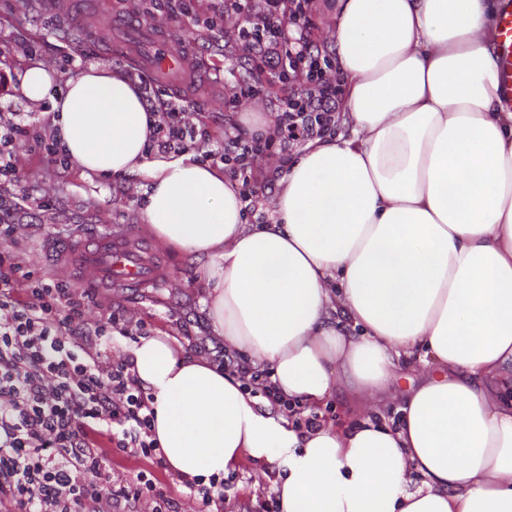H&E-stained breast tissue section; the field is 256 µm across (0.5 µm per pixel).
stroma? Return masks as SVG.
I'll list each match as a JSON object with an SVG mask.
<instances>
[{
  "mask_svg": "<svg viewBox=\"0 0 512 512\" xmlns=\"http://www.w3.org/2000/svg\"><path fill=\"white\" fill-rule=\"evenodd\" d=\"M147 4L159 23H171L175 36L186 38V51L200 60L201 86L194 111L207 120L223 121L224 87L250 82L252 61L223 41L197 40L188 18L168 19L166 0H147ZM127 36V29L118 24L101 41L86 43L64 15L62 0H0V113H19L27 129L9 146L16 158L14 175L0 177V205L10 208L13 223L20 226L18 242L0 239V253L18 251L25 266L48 272L41 255L44 240L70 236L78 224H132L144 234L152 232L142 218L146 184L142 176L104 179L72 163L53 162L34 141L38 135L51 141V104L65 92L68 80L88 66L135 72V64L118 50ZM35 62L55 72L48 92L37 103L22 96L18 80L19 73ZM25 193L30 199L23 204L19 198ZM161 253L170 276L169 287L143 294L113 289L98 298L89 319L113 315L130 325H142L146 335L168 334L187 351L224 362V343L210 332L208 290L196 278V261L167 247ZM272 469L270 463L245 459L240 470L224 479V502L219 512H278L271 488L255 486L256 480ZM144 470L152 472L158 487L176 502L177 512H195L196 499L179 475L150 459L113 451V483H130Z\"/></svg>",
  "mask_w": 512,
  "mask_h": 512,
  "instance_id": "1",
  "label": "stroma"
}]
</instances>
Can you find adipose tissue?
<instances>
[{"mask_svg": "<svg viewBox=\"0 0 512 512\" xmlns=\"http://www.w3.org/2000/svg\"><path fill=\"white\" fill-rule=\"evenodd\" d=\"M499 0H336L344 134L315 138L249 224L234 184L191 154L145 162L149 114L89 66L53 101L81 170L138 172L142 217L198 260L233 367L168 335L128 352L153 436L187 478L276 464L279 512H512V112L498 91ZM413 371L408 387L397 370ZM354 422L288 427L246 390ZM396 405L398 421L384 411ZM324 420H331L336 424L344 425L350 422L355 415L354 403L350 392L338 390L323 409Z\"/></svg>", "mask_w": 512, "mask_h": 512, "instance_id": "1", "label": "adipose tissue"}]
</instances>
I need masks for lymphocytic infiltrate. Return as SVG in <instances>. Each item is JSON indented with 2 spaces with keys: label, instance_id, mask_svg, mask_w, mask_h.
I'll return each instance as SVG.
<instances>
[{
  "label": "lymphocytic infiltrate",
  "instance_id": "lymphocytic-infiltrate-1",
  "mask_svg": "<svg viewBox=\"0 0 512 512\" xmlns=\"http://www.w3.org/2000/svg\"><path fill=\"white\" fill-rule=\"evenodd\" d=\"M312 0H210L196 32L202 39L235 20L234 37L254 60L255 77L231 88L233 98H255L264 79L283 94L269 134H251L233 119L215 142L207 126L190 120L184 100L164 102L149 149L181 153L211 144L232 179L265 189L272 153L287 157L297 141L321 136L335 123L336 87L320 72L321 53L310 22L289 21ZM96 299L68 279L24 269L15 254H0V506L6 512H96L104 501L143 498L151 512H173V502L151 474L114 485L112 452L158 458L152 397L128 359H112L113 333L128 335L109 316L90 323Z\"/></svg>",
  "mask_w": 512,
  "mask_h": 512
}]
</instances>
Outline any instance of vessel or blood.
Instances as JSON below:
<instances>
[{"mask_svg":"<svg viewBox=\"0 0 512 512\" xmlns=\"http://www.w3.org/2000/svg\"><path fill=\"white\" fill-rule=\"evenodd\" d=\"M153 38L162 47L153 69L184 74L189 59L173 47L171 37L157 32ZM497 52L499 95L512 107V0H507L500 16ZM46 255L83 288L139 291L165 286L169 280L153 242L126 225H84L77 237L51 241Z\"/></svg>","mask_w":512,"mask_h":512,"instance_id":"obj_1","label":"vessel or blood"}]
</instances>
